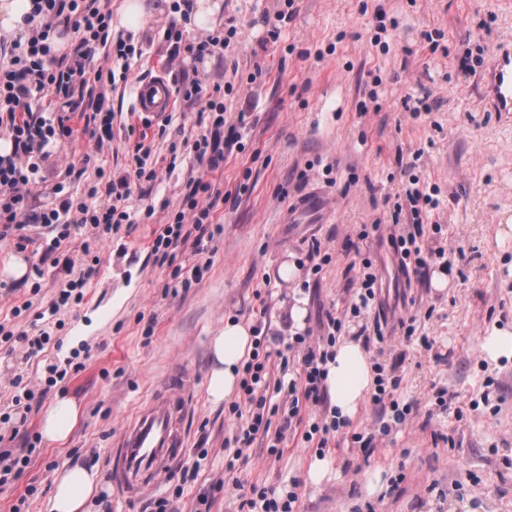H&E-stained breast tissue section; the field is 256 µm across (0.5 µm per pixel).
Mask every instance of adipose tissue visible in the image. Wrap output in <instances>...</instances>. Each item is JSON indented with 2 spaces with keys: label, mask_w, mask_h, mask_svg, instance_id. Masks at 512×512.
<instances>
[{
  "label": "adipose tissue",
  "mask_w": 512,
  "mask_h": 512,
  "mask_svg": "<svg viewBox=\"0 0 512 512\" xmlns=\"http://www.w3.org/2000/svg\"><path fill=\"white\" fill-rule=\"evenodd\" d=\"M252 349V333L238 322H225L210 342L212 370L208 395L219 404L238 388L236 369ZM373 376L362 346L352 340L336 345V358L328 365L327 390L340 418L354 417ZM99 476L96 470L76 465L64 469L55 481L51 512H85Z\"/></svg>",
  "instance_id": "1"
}]
</instances>
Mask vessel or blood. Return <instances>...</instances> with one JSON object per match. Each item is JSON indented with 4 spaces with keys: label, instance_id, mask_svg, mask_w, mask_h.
I'll use <instances>...</instances> for the list:
<instances>
[{
    "label": "vessel or blood",
    "instance_id": "vessel-or-blood-1",
    "mask_svg": "<svg viewBox=\"0 0 512 512\" xmlns=\"http://www.w3.org/2000/svg\"><path fill=\"white\" fill-rule=\"evenodd\" d=\"M174 97L172 82L159 74L136 83L133 110L145 125L170 112ZM483 99L493 111L512 112L511 43L495 50ZM193 378L187 366H172L113 438L107 467L112 502L121 512L159 493L163 477L184 464L197 404Z\"/></svg>",
    "mask_w": 512,
    "mask_h": 512
}]
</instances>
